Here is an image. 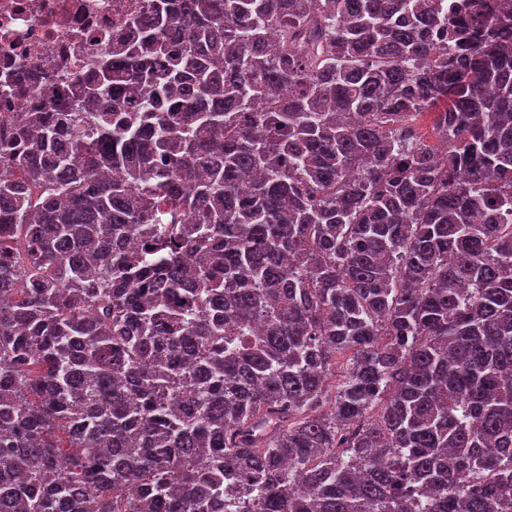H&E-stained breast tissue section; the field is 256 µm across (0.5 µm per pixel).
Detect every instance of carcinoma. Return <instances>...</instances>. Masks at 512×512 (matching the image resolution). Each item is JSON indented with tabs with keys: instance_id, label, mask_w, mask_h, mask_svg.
<instances>
[{
	"instance_id": "obj_1",
	"label": "carcinoma",
	"mask_w": 512,
	"mask_h": 512,
	"mask_svg": "<svg viewBox=\"0 0 512 512\" xmlns=\"http://www.w3.org/2000/svg\"><path fill=\"white\" fill-rule=\"evenodd\" d=\"M122 25L0 137V512H512V0Z\"/></svg>"
}]
</instances>
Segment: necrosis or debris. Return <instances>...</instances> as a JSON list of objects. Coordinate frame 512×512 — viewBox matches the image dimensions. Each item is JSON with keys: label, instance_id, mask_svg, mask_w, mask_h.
<instances>
[{"label": "necrosis or debris", "instance_id": "obj_1", "mask_svg": "<svg viewBox=\"0 0 512 512\" xmlns=\"http://www.w3.org/2000/svg\"><path fill=\"white\" fill-rule=\"evenodd\" d=\"M137 0H0V132L18 113L45 110L53 94L86 78L93 53Z\"/></svg>", "mask_w": 512, "mask_h": 512}]
</instances>
